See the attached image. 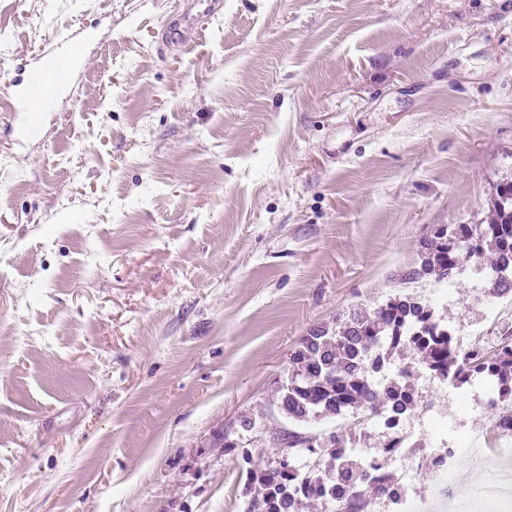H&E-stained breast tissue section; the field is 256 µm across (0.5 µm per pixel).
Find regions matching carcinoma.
Segmentation results:
<instances>
[{
  "label": "carcinoma",
  "mask_w": 512,
  "mask_h": 512,
  "mask_svg": "<svg viewBox=\"0 0 512 512\" xmlns=\"http://www.w3.org/2000/svg\"><path fill=\"white\" fill-rule=\"evenodd\" d=\"M510 199L505 200L502 194ZM495 188V218L490 224H436L422 241L424 256L420 266L402 274L404 281H415L425 275L436 280H452L467 264L483 266L486 252L494 255L488 273L496 277L489 293L501 296L512 293V280L502 273L512 271V181L506 192ZM442 321L435 319L432 308L414 297L389 299L372 318L353 311L331 329L326 325L310 327L290 355L288 387L280 388L277 400L280 411L289 420L299 423L311 418L337 416L350 410L369 415L395 403L399 411L417 406L414 378L402 366L389 376L383 374L393 351L402 349L418 356L445 376L452 372L460 380L489 368L495 385L512 389V327L503 326L499 343L468 355L454 347L449 334L436 331ZM281 440L288 455L273 467L253 463L245 451L242 460L248 465L246 512H297L304 498L328 497L334 505L341 504L357 486V462L343 454L347 446L344 436H336V447L320 446V440L290 430ZM321 451L331 458L327 473L330 491L324 493L301 479L295 458L302 452Z\"/></svg>",
  "instance_id": "1"
}]
</instances>
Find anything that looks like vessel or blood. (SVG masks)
<instances>
[{
    "instance_id": "obj_1",
    "label": "vessel or blood",
    "mask_w": 512,
    "mask_h": 512,
    "mask_svg": "<svg viewBox=\"0 0 512 512\" xmlns=\"http://www.w3.org/2000/svg\"><path fill=\"white\" fill-rule=\"evenodd\" d=\"M221 7V0H180L161 27L159 52H166L171 47L188 50L199 37L197 18L202 15H215ZM76 42V32L68 29L56 30L52 35L50 48L45 49L40 56L38 69L17 68L11 80L13 91L7 110L10 120L19 122L25 138H36L45 118L43 110L32 107L33 94H41L45 105L49 106L65 90L62 83L47 82V75L57 72L62 65L74 68L81 64L82 58L75 51Z\"/></svg>"
}]
</instances>
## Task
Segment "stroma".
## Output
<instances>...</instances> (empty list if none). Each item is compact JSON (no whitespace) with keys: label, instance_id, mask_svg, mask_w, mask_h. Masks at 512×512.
Returning a JSON list of instances; mask_svg holds the SVG:
<instances>
[{"label":"stroma","instance_id":"obj_1","mask_svg":"<svg viewBox=\"0 0 512 512\" xmlns=\"http://www.w3.org/2000/svg\"><path fill=\"white\" fill-rule=\"evenodd\" d=\"M222 2L164 58L177 0H0V97L54 28L93 34L40 137L0 112V512H245L299 338L400 293L512 178V0ZM439 287L413 291L455 328L490 301ZM336 428L382 438L303 430Z\"/></svg>","mask_w":512,"mask_h":512}]
</instances>
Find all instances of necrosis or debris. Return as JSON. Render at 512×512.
Here are the masks:
<instances>
[{
  "instance_id": "4bbe7bcc",
  "label": "necrosis or debris",
  "mask_w": 512,
  "mask_h": 512,
  "mask_svg": "<svg viewBox=\"0 0 512 512\" xmlns=\"http://www.w3.org/2000/svg\"><path fill=\"white\" fill-rule=\"evenodd\" d=\"M469 386L479 394L484 405L493 407L501 420L493 433L469 426L465 429V446L456 448L441 442L426 448L407 424V416L390 409L372 413L367 421L371 428L382 430L387 440L380 448H361L357 454L361 459L360 476L365 489L370 490V501L362 502L363 512H431V502L452 492L449 478L453 473L462 450H469L474 459H481L485 450L498 456L512 457V429L507 421L512 420V396H504L489 384L485 375L473 377ZM430 455L431 468L435 475L433 484L417 486L389 478V466L395 458H403L413 464L421 455Z\"/></svg>"
}]
</instances>
